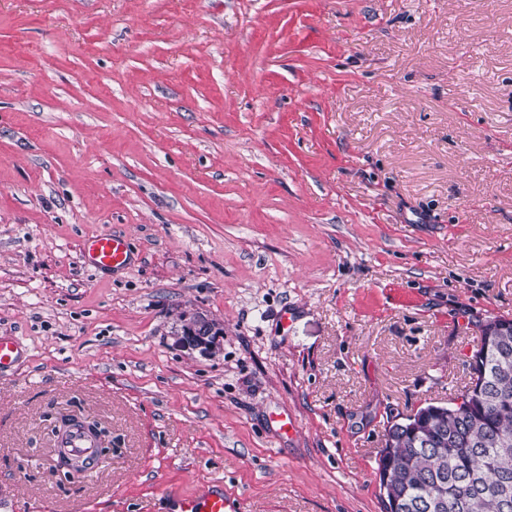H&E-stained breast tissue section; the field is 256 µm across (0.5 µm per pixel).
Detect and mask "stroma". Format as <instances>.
Instances as JSON below:
<instances>
[{
    "label": "stroma",
    "instance_id": "obj_1",
    "mask_svg": "<svg viewBox=\"0 0 512 512\" xmlns=\"http://www.w3.org/2000/svg\"><path fill=\"white\" fill-rule=\"evenodd\" d=\"M105 231L127 268L84 263ZM197 312L213 353L176 343ZM492 316L512 0H0V512L213 480L383 512L387 423L463 390ZM65 418L108 432L88 479L55 470Z\"/></svg>",
    "mask_w": 512,
    "mask_h": 512
}]
</instances>
